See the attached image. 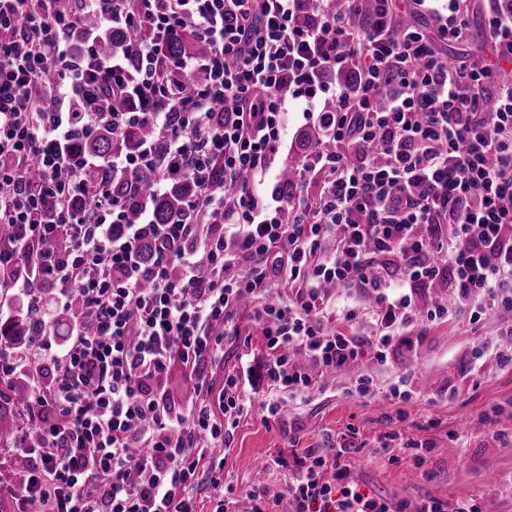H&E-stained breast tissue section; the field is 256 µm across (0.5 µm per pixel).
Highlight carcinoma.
I'll return each mask as SVG.
<instances>
[{"label":"carcinoma","mask_w":512,"mask_h":512,"mask_svg":"<svg viewBox=\"0 0 512 512\" xmlns=\"http://www.w3.org/2000/svg\"><path fill=\"white\" fill-rule=\"evenodd\" d=\"M98 48L100 54L110 58L114 54H126L127 61L135 64V44L139 41V35L122 27L112 29L100 28L97 30ZM210 52L208 43L197 40L190 35H184L173 39L164 46V53L171 59L189 56H206ZM153 106L151 101H135L131 96L121 95L112 100V111L130 112L138 109L147 110ZM151 141L154 143L157 157L165 163H170L165 140L156 135L155 131L145 125H136L123 130L119 134L112 133L109 125H104L94 131L87 139L77 144L79 150L93 155L102 162L112 160L116 153H135L139 147ZM154 172L147 168H132L126 171L121 180L109 184L114 194H122L127 184H141L143 190L138 199L127 205L124 220L127 224H136L140 221L143 209L151 213L153 223L169 224L181 212L184 202L193 193V184L182 175H171L168 192L163 196H157L152 191ZM3 391L9 394L11 407L0 411V448L7 450L12 447V438L16 429L25 419L26 411V385L14 382L3 385Z\"/></svg>","instance_id":"obj_1"}]
</instances>
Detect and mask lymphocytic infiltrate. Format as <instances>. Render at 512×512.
<instances>
[{
    "label": "lymphocytic infiltrate",
    "mask_w": 512,
    "mask_h": 512,
    "mask_svg": "<svg viewBox=\"0 0 512 512\" xmlns=\"http://www.w3.org/2000/svg\"><path fill=\"white\" fill-rule=\"evenodd\" d=\"M0 0V318L20 298L38 332L27 349L0 339V383L24 381L26 421L15 434L24 512H197L200 469L224 480V436L246 413L242 389L305 394L313 370L337 373L366 356L412 346L408 328L469 309L470 323L512 311V0H484L492 60L452 68L435 47L468 29L467 0L431 13L432 33L403 26L391 0L355 25L359 0ZM142 33L134 68L103 64L88 19ZM210 44L202 59L162 61L184 33ZM497 84L494 98L486 88ZM167 96L170 111L116 112L114 95ZM316 115L328 148L305 157L320 178L310 205L279 186L289 105ZM134 123L166 140L195 193L172 223L124 221L120 180L173 170L152 145L109 163L74 139ZM223 164L224 181L210 182ZM222 223H208L212 214ZM150 239L152 257L140 245ZM70 315L62 341L43 286ZM367 298L369 336L326 326V286ZM448 288L453 304L418 303ZM263 338L214 392L206 374L228 344H250L240 313ZM194 395L172 403L174 367ZM223 420H216L215 411ZM345 449L309 450L291 468V512H405L348 482Z\"/></svg>",
    "instance_id": "1"
}]
</instances>
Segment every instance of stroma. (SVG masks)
Segmentation results:
<instances>
[{
  "label": "stroma",
  "instance_id": "obj_1",
  "mask_svg": "<svg viewBox=\"0 0 512 512\" xmlns=\"http://www.w3.org/2000/svg\"><path fill=\"white\" fill-rule=\"evenodd\" d=\"M470 38L440 45L449 62L482 64L490 52L483 33V4L471 0ZM512 312L488 314L478 325L467 315L420 324L413 351L386 362L364 360L373 379L367 398L349 393L350 377L314 388L305 400H285L265 419L261 394L224 446V486L235 512H251V490L289 512L285 485L289 461L314 448L349 449V478L368 494L416 504L429 497L452 503L473 499L483 512H512V344L499 343ZM480 360H473L477 349ZM411 380L409 400L383 398L399 378ZM283 465H275V458Z\"/></svg>",
  "mask_w": 512,
  "mask_h": 512
}]
</instances>
